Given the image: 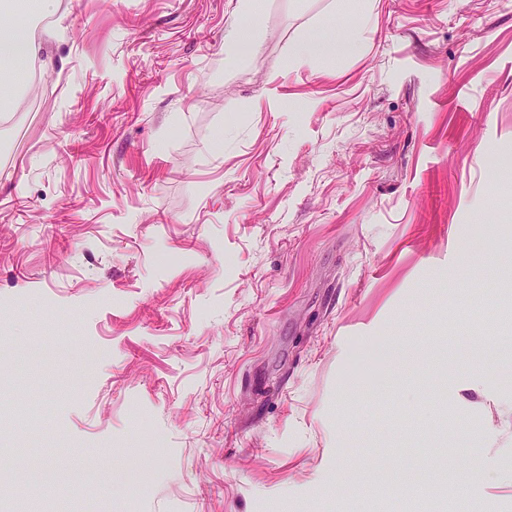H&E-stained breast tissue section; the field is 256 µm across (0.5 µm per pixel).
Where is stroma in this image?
I'll return each mask as SVG.
<instances>
[{
  "mask_svg": "<svg viewBox=\"0 0 512 512\" xmlns=\"http://www.w3.org/2000/svg\"><path fill=\"white\" fill-rule=\"evenodd\" d=\"M262 3L60 0L16 69L0 512L39 454L51 512H404L412 445L512 512V0ZM255 33L251 27L231 28L224 39V56L229 61H235L239 55V49L244 43L254 44ZM337 42L338 43H336V41L320 43L308 39L302 40L289 48V57L296 63H305L321 55L334 53L336 44H343L347 51L356 47V44L350 40H340Z\"/></svg>",
  "mask_w": 512,
  "mask_h": 512,
  "instance_id": "obj_1",
  "label": "stroma"
}]
</instances>
